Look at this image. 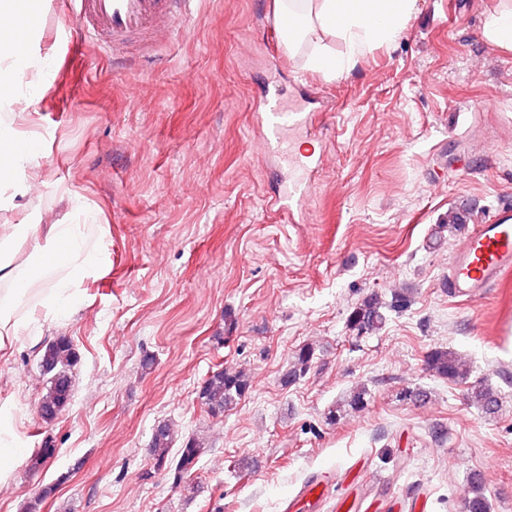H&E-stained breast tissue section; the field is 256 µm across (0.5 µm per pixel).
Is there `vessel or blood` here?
I'll return each instance as SVG.
<instances>
[{
	"instance_id": "b4317fda",
	"label": "vessel or blood",
	"mask_w": 512,
	"mask_h": 512,
	"mask_svg": "<svg viewBox=\"0 0 512 512\" xmlns=\"http://www.w3.org/2000/svg\"><path fill=\"white\" fill-rule=\"evenodd\" d=\"M194 0H77L74 15L86 40L101 35L112 40V52H120L135 42L147 40L157 27L173 29L191 13ZM262 119L263 141L268 152L283 166L301 164V156L288 146V134L308 127L311 113L304 105H289L281 90L266 100ZM448 274L451 295L469 300L483 295L506 271L512 270V209L500 211L492 219L473 225L466 238L452 245Z\"/></svg>"
}]
</instances>
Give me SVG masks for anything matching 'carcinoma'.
<instances>
[{"label":"carcinoma","instance_id":"carcinoma-1","mask_svg":"<svg viewBox=\"0 0 512 512\" xmlns=\"http://www.w3.org/2000/svg\"><path fill=\"white\" fill-rule=\"evenodd\" d=\"M386 316L381 312L377 297L372 296L357 306L349 316L350 327L358 331H374L382 328ZM314 358V348L304 345L294 352L291 368L284 376L285 381H294L305 375ZM78 356L72 340L58 336L48 342L40 351L39 368L47 377L46 392L39 402V415L42 421L52 423L70 405L72 399V368ZM426 369L433 375L450 381L467 378L464 363L455 353L446 348L432 350L426 358ZM250 382L242 369L219 368L204 380L198 398L213 414L222 413L235 406L247 393ZM475 402L486 413H493L496 400L491 392L478 388L473 392ZM174 441V429L168 423H161L153 431L149 448L151 459L159 469H167L173 483L195 488L190 483L201 457L206 453L204 443L197 438H189L179 448L177 461L170 459V449ZM56 448L48 442L36 449L28 460L29 471L36 473L43 469L55 456ZM464 512H490V503L485 494L484 483L478 476L469 480L464 495Z\"/></svg>","mask_w":512,"mask_h":512}]
</instances>
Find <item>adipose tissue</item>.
Returning <instances> with one entry per match:
<instances>
[{
	"label": "adipose tissue",
	"mask_w": 512,
	"mask_h": 512,
	"mask_svg": "<svg viewBox=\"0 0 512 512\" xmlns=\"http://www.w3.org/2000/svg\"><path fill=\"white\" fill-rule=\"evenodd\" d=\"M415 0H276L280 14L292 17V29L282 39L295 45L311 32L340 36L350 46L346 56L318 50L313 69L328 74L348 70L356 55L375 43H387L398 35ZM42 0H0V43L27 40L28 30L12 26L18 15L40 16ZM50 54L15 58L0 53V73L9 75L11 88L0 95V190L27 183L41 184L45 175L38 159L43 150L39 133L22 129L32 94L46 87ZM76 224H30L24 221L0 225V341L18 336L37 314L65 313L80 295L84 280L95 277L106 261L99 245L91 243L78 208ZM24 261H17L20 248Z\"/></svg>",
	"instance_id": "1"
}]
</instances>
